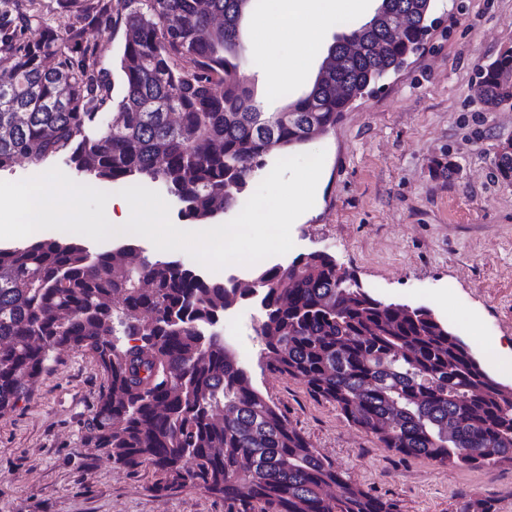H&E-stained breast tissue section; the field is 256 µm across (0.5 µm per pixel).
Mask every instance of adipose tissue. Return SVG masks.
Here are the masks:
<instances>
[{
  "label": "adipose tissue",
  "instance_id": "ef3b65f1",
  "mask_svg": "<svg viewBox=\"0 0 512 512\" xmlns=\"http://www.w3.org/2000/svg\"><path fill=\"white\" fill-rule=\"evenodd\" d=\"M368 0H270L254 22L255 49L274 73L268 108H275L282 83L298 73L320 46V36L344 14H362Z\"/></svg>",
  "mask_w": 512,
  "mask_h": 512
}]
</instances>
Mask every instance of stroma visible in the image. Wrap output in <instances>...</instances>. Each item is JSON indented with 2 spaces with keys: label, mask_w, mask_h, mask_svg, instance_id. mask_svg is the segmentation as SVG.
<instances>
[{
  "label": "stroma",
  "mask_w": 512,
  "mask_h": 512,
  "mask_svg": "<svg viewBox=\"0 0 512 512\" xmlns=\"http://www.w3.org/2000/svg\"><path fill=\"white\" fill-rule=\"evenodd\" d=\"M258 0L241 28L243 71L258 99L268 74L253 42ZM435 27L408 66L358 98L334 129L306 145L325 151L315 203L291 228L290 252L320 250L374 297L424 306L447 322L499 382L512 374L488 356L512 347V185L494 158L512 139V110L488 109L475 92L480 65L512 46V0H435ZM99 65L119 82L122 28H88ZM454 173H445L447 164ZM217 329L253 383L336 468L393 501L397 512H455L468 498L512 512V464L450 467L396 454L348 423L304 381L270 373L255 326L258 307H233ZM107 381L86 354L54 352L27 399L0 416V512H261L203 489L156 492L151 467L114 468L88 440Z\"/></svg>",
  "instance_id": "35a3bbf8"
}]
</instances>
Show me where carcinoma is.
Segmentation results:
<instances>
[{
  "mask_svg": "<svg viewBox=\"0 0 512 512\" xmlns=\"http://www.w3.org/2000/svg\"><path fill=\"white\" fill-rule=\"evenodd\" d=\"M253 2L57 0V28L41 0H0V171L64 156L99 185L159 184L183 221L211 224L248 195L270 154L327 132L401 72L435 8L380 0L368 22L336 36L306 95L262 112L241 69L240 23ZM117 19L115 97L85 35ZM475 87L487 107H512L511 48L478 68ZM495 166L512 183V141ZM250 301L269 372L304 381L384 447L451 467L512 462V387L430 309L374 297L325 251L247 281H211L131 239L103 253L62 235L0 247V415L29 396L50 353L69 348L107 376L89 440L115 467L151 464L157 491L200 487L263 512H396L291 426L213 331Z\"/></svg>",
  "mask_w": 512,
  "mask_h": 512,
  "instance_id": "cac0c4a2",
  "label": "carcinoma"
}]
</instances>
